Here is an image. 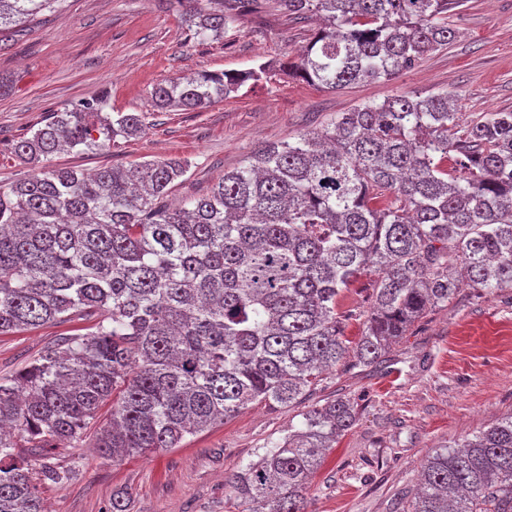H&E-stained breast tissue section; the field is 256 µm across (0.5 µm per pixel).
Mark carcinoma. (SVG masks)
I'll list each match as a JSON object with an SVG mask.
<instances>
[{"mask_svg": "<svg viewBox=\"0 0 512 512\" xmlns=\"http://www.w3.org/2000/svg\"><path fill=\"white\" fill-rule=\"evenodd\" d=\"M56 0H0V42ZM184 23L219 39L262 0H219ZM323 23L281 71L336 90L391 81L456 38L462 0H279ZM272 67L202 73L154 88L157 111L201 110ZM446 92H401L338 112L272 143L202 195L170 207L190 163L149 160L92 174L56 168L145 132L142 116L100 101L52 112L12 145L34 174L0 188V335L73 320L23 370L0 377V512H45L16 452L75 448L106 458L177 448L250 404L296 405L353 358L372 366L427 310L467 286L512 288V112L462 134ZM370 280L357 340L339 311ZM107 414H102V409ZM225 487L248 512H308L310 477L355 425L336 395ZM408 512H512V413L433 448Z\"/></svg>", "mask_w": 512, "mask_h": 512, "instance_id": "1", "label": "carcinoma"}]
</instances>
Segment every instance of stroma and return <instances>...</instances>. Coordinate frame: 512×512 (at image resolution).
<instances>
[{
	"label": "stroma",
	"instance_id": "1",
	"mask_svg": "<svg viewBox=\"0 0 512 512\" xmlns=\"http://www.w3.org/2000/svg\"><path fill=\"white\" fill-rule=\"evenodd\" d=\"M187 7V0H60L1 44L0 187L33 173L14 156L16 140L50 113L101 97L109 114L141 115L144 135L103 150L64 151L53 164L92 171L185 159L191 167L172 190L175 203L205 193L251 151L321 128L364 101L446 90L461 127L484 112H512V0H464L452 17L459 37L389 82L334 91L279 71L202 111L159 112L151 105L158 83L288 61L316 30L288 20L278 0H265L261 13L242 16L223 38L200 42L184 24ZM84 326L0 335V376ZM337 394L355 402L357 422L314 474L310 512H404L429 449L454 445L512 412V288L461 289L407 329L384 367L338 368L309 402ZM304 410L252 404L180 447L143 457L103 458L87 444L60 448L46 464L68 480L53 483L37 469L32 476L47 512H109L118 492L126 493L128 512H242L225 476L281 441Z\"/></svg>",
	"mask_w": 512,
	"mask_h": 512
}]
</instances>
